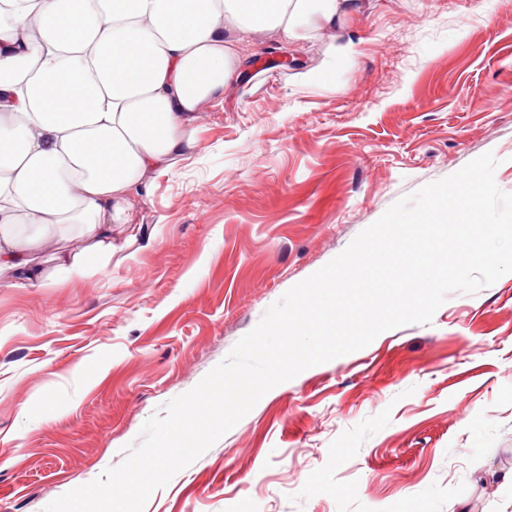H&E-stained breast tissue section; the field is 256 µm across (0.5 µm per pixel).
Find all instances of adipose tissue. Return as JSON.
Segmentation results:
<instances>
[{
    "label": "adipose tissue",
    "instance_id": "ef3b65f1",
    "mask_svg": "<svg viewBox=\"0 0 512 512\" xmlns=\"http://www.w3.org/2000/svg\"><path fill=\"white\" fill-rule=\"evenodd\" d=\"M359 0H0V270L41 285L38 241H94L61 276L108 269L149 179L195 151L256 29L298 38Z\"/></svg>",
    "mask_w": 512,
    "mask_h": 512
}]
</instances>
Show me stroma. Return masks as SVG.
Listing matches in <instances>:
<instances>
[{"mask_svg":"<svg viewBox=\"0 0 512 512\" xmlns=\"http://www.w3.org/2000/svg\"><path fill=\"white\" fill-rule=\"evenodd\" d=\"M353 46L346 54L344 46ZM289 51L319 83L274 64ZM202 112L102 276L0 275V512H43L120 465L265 311L397 200L493 153L512 192V0H361ZM512 273L431 324L378 335L268 391L144 512H512ZM263 493H254L255 484Z\"/></svg>","mask_w":512,"mask_h":512,"instance_id":"obj_1","label":"stroma"}]
</instances>
